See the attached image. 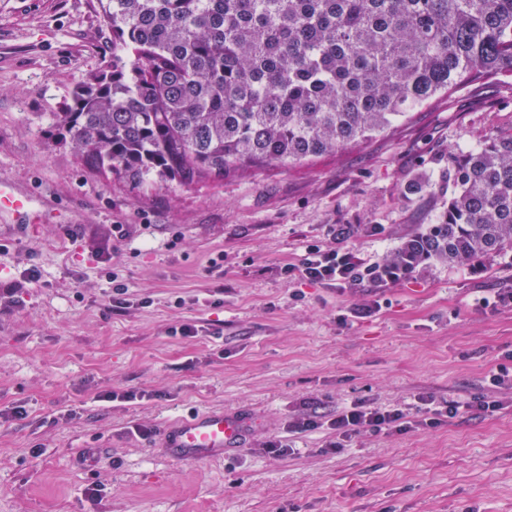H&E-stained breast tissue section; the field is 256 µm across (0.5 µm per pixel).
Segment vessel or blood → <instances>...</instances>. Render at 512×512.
<instances>
[{
	"mask_svg": "<svg viewBox=\"0 0 512 512\" xmlns=\"http://www.w3.org/2000/svg\"><path fill=\"white\" fill-rule=\"evenodd\" d=\"M27 194L0 187V210H10L18 218L29 213ZM244 433L243 421L221 411H206L179 421L163 430L168 459L197 463L224 457L234 449Z\"/></svg>",
	"mask_w": 512,
	"mask_h": 512,
	"instance_id": "1",
	"label": "vessel or blood"
}]
</instances>
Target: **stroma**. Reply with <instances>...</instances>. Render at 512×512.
<instances>
[{
  "label": "stroma",
  "instance_id": "1",
  "mask_svg": "<svg viewBox=\"0 0 512 512\" xmlns=\"http://www.w3.org/2000/svg\"><path fill=\"white\" fill-rule=\"evenodd\" d=\"M111 54L95 0H0V184L34 199L29 224L0 214V512H512V389L476 407L512 364V305L494 300L512 252L381 284L286 272L311 245L379 264L436 223L449 151L512 128V77L336 155L168 187L59 142L53 113ZM420 394L459 412L327 450L345 403ZM212 409L248 424L242 448L166 458L163 428ZM306 418L319 429L293 432ZM277 439L294 451L267 454Z\"/></svg>",
  "mask_w": 512,
  "mask_h": 512
}]
</instances>
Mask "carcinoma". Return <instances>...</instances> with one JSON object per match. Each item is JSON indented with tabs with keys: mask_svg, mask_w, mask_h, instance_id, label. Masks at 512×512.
<instances>
[{
	"mask_svg": "<svg viewBox=\"0 0 512 512\" xmlns=\"http://www.w3.org/2000/svg\"><path fill=\"white\" fill-rule=\"evenodd\" d=\"M112 59L52 121L130 181H222L388 132L458 87L512 76V0H98ZM512 252V129L448 156V206L384 260Z\"/></svg>",
	"mask_w": 512,
	"mask_h": 512,
	"instance_id": "carcinoma-1",
	"label": "carcinoma"
}]
</instances>
